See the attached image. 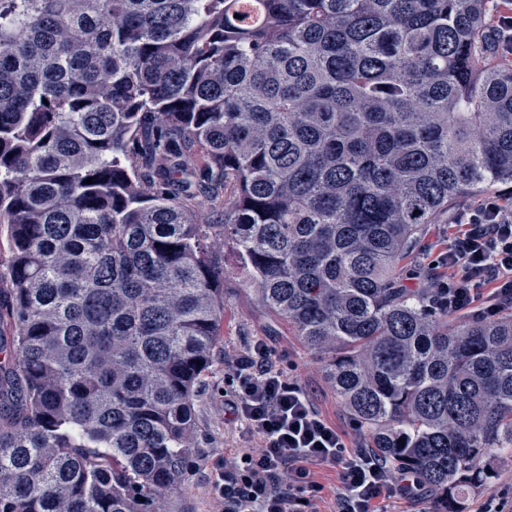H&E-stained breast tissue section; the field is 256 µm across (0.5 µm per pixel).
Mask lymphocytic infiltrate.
<instances>
[{
	"mask_svg": "<svg viewBox=\"0 0 512 512\" xmlns=\"http://www.w3.org/2000/svg\"><path fill=\"white\" fill-rule=\"evenodd\" d=\"M457 232L430 280L436 306L491 319L512 306V197L488 194L458 209ZM233 387L228 404L248 437L219 457L212 487L216 512H319L312 466L335 467L341 491L333 512H375L379 500L415 497V477L396 479L364 449L348 451L341 432L288 377L264 340L224 358Z\"/></svg>",
	"mask_w": 512,
	"mask_h": 512,
	"instance_id": "obj_1",
	"label": "lymphocytic infiltrate"
}]
</instances>
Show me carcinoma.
<instances>
[{
  "instance_id": "obj_1",
  "label": "carcinoma",
  "mask_w": 512,
  "mask_h": 512,
  "mask_svg": "<svg viewBox=\"0 0 512 512\" xmlns=\"http://www.w3.org/2000/svg\"><path fill=\"white\" fill-rule=\"evenodd\" d=\"M491 2L0 0V512H177L219 241L442 512L512 462V315L397 270L512 183Z\"/></svg>"
}]
</instances>
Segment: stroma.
Masks as SVG:
<instances>
[{"label":"stroma","instance_id":"obj_1","mask_svg":"<svg viewBox=\"0 0 512 512\" xmlns=\"http://www.w3.org/2000/svg\"><path fill=\"white\" fill-rule=\"evenodd\" d=\"M451 215L439 223L424 225L415 243L399 263L402 285L423 287L422 277L429 265L448 243ZM218 260L226 269L224 278V317L212 362L201 379L195 400L197 458L193 469L179 483L174 500L179 512H211L212 461L236 446L240 424L224 403V354L240 350L261 338L274 357L281 359L288 375L309 394L317 409L344 433L348 448H365L370 435L362 429L337 398L327 378L326 361L296 335L287 321L257 304L250 291L246 273L231 247L218 251ZM491 498L503 500L505 512H512V469H499L494 477L468 493L463 499L464 512H482Z\"/></svg>","mask_w":512,"mask_h":512}]
</instances>
